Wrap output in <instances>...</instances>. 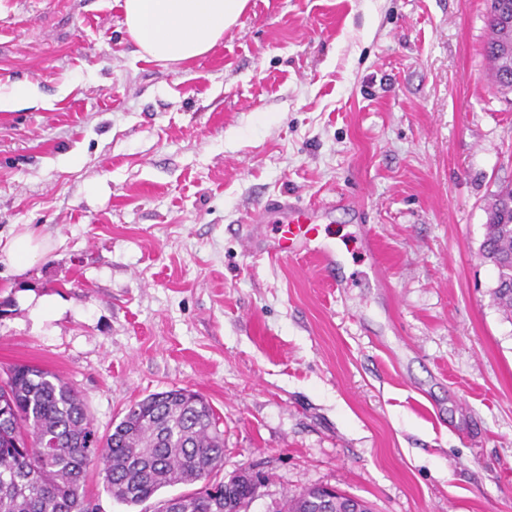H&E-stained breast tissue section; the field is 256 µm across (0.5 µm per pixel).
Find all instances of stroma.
I'll return each mask as SVG.
<instances>
[{"label":"stroma","mask_w":512,"mask_h":512,"mask_svg":"<svg viewBox=\"0 0 512 512\" xmlns=\"http://www.w3.org/2000/svg\"><path fill=\"white\" fill-rule=\"evenodd\" d=\"M489 0H249L207 54L143 57L123 0H0V238L67 303L38 327L0 265V372L82 394L99 435L132 401L201 394L217 479L250 512L314 485L373 512H512V321L481 255L512 183V91L488 76ZM343 264L255 261L238 227L288 199ZM375 250H368V243ZM52 243L25 228L12 236L1 247L0 265L8 268L11 273L22 278L37 263L44 260L52 251Z\"/></svg>","instance_id":"stroma-1"}]
</instances>
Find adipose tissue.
<instances>
[{
	"instance_id": "1",
	"label": "adipose tissue",
	"mask_w": 512,
	"mask_h": 512,
	"mask_svg": "<svg viewBox=\"0 0 512 512\" xmlns=\"http://www.w3.org/2000/svg\"><path fill=\"white\" fill-rule=\"evenodd\" d=\"M248 0H124V24L144 57L181 62L211 51ZM52 251L48 239L23 229L0 245V265L24 277Z\"/></svg>"
}]
</instances>
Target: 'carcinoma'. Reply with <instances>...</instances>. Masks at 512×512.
Listing matches in <instances>:
<instances>
[{"instance_id": "carcinoma-1", "label": "carcinoma", "mask_w": 512, "mask_h": 512, "mask_svg": "<svg viewBox=\"0 0 512 512\" xmlns=\"http://www.w3.org/2000/svg\"><path fill=\"white\" fill-rule=\"evenodd\" d=\"M512 0H491L487 23L498 34L484 53L497 63V86L512 89ZM483 257L496 270L492 298L512 320V185L500 187L486 208ZM95 433L80 393L58 375L15 365L0 383V512H94L87 477L99 469L106 492L140 505L166 487L187 490L157 502L156 512H248L258 485L242 480L213 494L208 483L224 463L220 416L187 388L153 393L130 403L105 440ZM312 486L286 495L274 512H316Z\"/></svg>"}]
</instances>
